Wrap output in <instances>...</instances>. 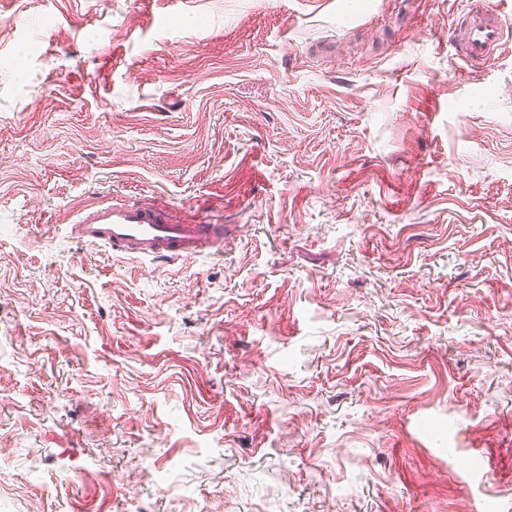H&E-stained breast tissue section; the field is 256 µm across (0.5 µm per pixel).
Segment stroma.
I'll use <instances>...</instances> for the list:
<instances>
[{
  "label": "stroma",
  "mask_w": 512,
  "mask_h": 512,
  "mask_svg": "<svg viewBox=\"0 0 512 512\" xmlns=\"http://www.w3.org/2000/svg\"><path fill=\"white\" fill-rule=\"evenodd\" d=\"M464 0H0V512H512V39ZM228 228L174 265L84 205ZM512 31V14L500 1L472 0L452 20L448 41L456 54L475 66H485L495 59ZM65 225L78 244L139 260L176 263L224 250V225L181 221L152 203L91 202Z\"/></svg>",
  "instance_id": "35a3bbf8"
}]
</instances>
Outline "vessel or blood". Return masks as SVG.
<instances>
[{"label": "vessel or blood", "mask_w": 512, "mask_h": 512, "mask_svg": "<svg viewBox=\"0 0 512 512\" xmlns=\"http://www.w3.org/2000/svg\"><path fill=\"white\" fill-rule=\"evenodd\" d=\"M511 34L512 12L498 0H470L448 28L457 55L475 66L491 63ZM66 231L78 244L139 260L176 263L224 250L223 225L182 221L172 210L152 203L92 202Z\"/></svg>", "instance_id": "1"}]
</instances>
